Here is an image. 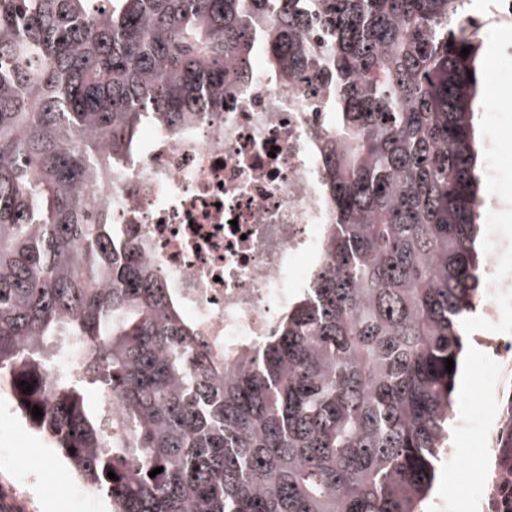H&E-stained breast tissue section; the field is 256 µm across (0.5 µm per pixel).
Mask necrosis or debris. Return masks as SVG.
Instances as JSON below:
<instances>
[{
	"mask_svg": "<svg viewBox=\"0 0 512 512\" xmlns=\"http://www.w3.org/2000/svg\"><path fill=\"white\" fill-rule=\"evenodd\" d=\"M224 91V109L197 113L178 138L144 127L146 148L89 198L112 200L125 237L148 244L183 313L215 354L269 333L295 289L307 287L331 203L318 154L332 135L333 89L316 67L284 81L264 62ZM504 247L489 252L488 315L512 296ZM485 419L493 490L477 512H512V388Z\"/></svg>",
	"mask_w": 512,
	"mask_h": 512,
	"instance_id": "necrosis-or-debris-1",
	"label": "necrosis or debris"
}]
</instances>
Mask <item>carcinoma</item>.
Returning a JSON list of instances; mask_svg holds the SVG:
<instances>
[{
	"label": "carcinoma",
	"mask_w": 512,
	"mask_h": 512,
	"mask_svg": "<svg viewBox=\"0 0 512 512\" xmlns=\"http://www.w3.org/2000/svg\"><path fill=\"white\" fill-rule=\"evenodd\" d=\"M470 2L0 0V378L112 512H425L480 288ZM257 52L335 88L334 223L311 287L219 359L86 188ZM69 340L82 370L46 374Z\"/></svg>",
	"instance_id": "cac0c4a2"
}]
</instances>
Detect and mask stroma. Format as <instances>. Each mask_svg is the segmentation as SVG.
Segmentation results:
<instances>
[{
	"label": "stroma",
	"mask_w": 512,
	"mask_h": 512,
	"mask_svg": "<svg viewBox=\"0 0 512 512\" xmlns=\"http://www.w3.org/2000/svg\"><path fill=\"white\" fill-rule=\"evenodd\" d=\"M481 44V110L475 115L480 145L496 139L495 156L480 153L481 167H494L493 196L498 207H484L483 224L494 227L501 243L512 245V17H505L500 0H477ZM490 235V236H493ZM488 235H481L476 248L488 253ZM475 346L463 364V382L453 407L455 417L482 408L497 381L489 341L492 336L512 335V304L500 306L495 318L478 311L470 323ZM488 444L480 426L455 428L450 442L451 460H440L434 495L447 499L451 512H473L472 498L483 477V450ZM78 476L48 438L35 432L12 411L0 413V501L11 512H45L44 502L62 503L63 512H111L104 496L85 500L73 487Z\"/></svg>",
	"instance_id": "1"
}]
</instances>
